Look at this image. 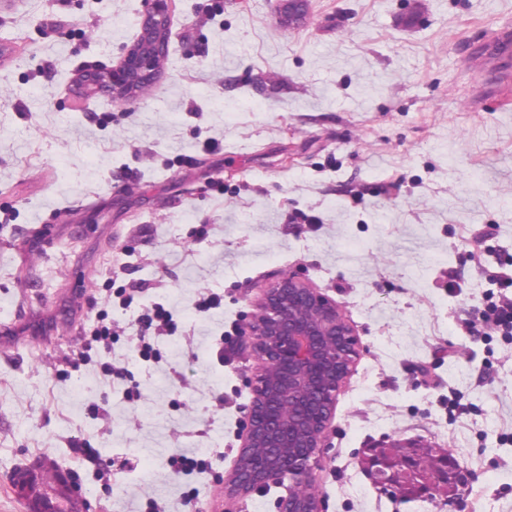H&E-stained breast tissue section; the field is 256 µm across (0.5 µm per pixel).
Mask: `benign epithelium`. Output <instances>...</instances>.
<instances>
[{"instance_id": "obj_1", "label": "benign epithelium", "mask_w": 512, "mask_h": 512, "mask_svg": "<svg viewBox=\"0 0 512 512\" xmlns=\"http://www.w3.org/2000/svg\"><path fill=\"white\" fill-rule=\"evenodd\" d=\"M280 23L289 29L310 20L309 0H277ZM171 37L170 0H142L139 33L123 46L111 67L81 71L74 86L117 104L134 101L144 86L156 83ZM253 349L261 361L245 434L233 469L224 478L230 500L245 498L272 484L289 483L277 512H323L313 491L325 433L336 410L337 396L358 356L359 341L340 306L295 275L277 277L255 305L247 324ZM405 451L389 454L373 448L365 465L374 483L393 496L454 503L456 489L471 479L468 470L440 453L431 476L418 475L421 455L415 441L396 444ZM35 470L19 468L13 486L35 499Z\"/></svg>"}]
</instances>
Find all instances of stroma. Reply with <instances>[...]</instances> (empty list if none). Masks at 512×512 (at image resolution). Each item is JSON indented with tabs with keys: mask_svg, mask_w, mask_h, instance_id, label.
Returning a JSON list of instances; mask_svg holds the SVG:
<instances>
[{
	"mask_svg": "<svg viewBox=\"0 0 512 512\" xmlns=\"http://www.w3.org/2000/svg\"><path fill=\"white\" fill-rule=\"evenodd\" d=\"M140 10L0 0V512H29L12 477L45 454L100 512H276L288 484L230 502L222 479L260 368L242 331L280 273L360 344L314 471L324 512H512V338L460 325L512 260L492 51L512 0H310L297 29L276 0H172L159 81L124 105L76 96ZM157 303L173 324L144 358ZM407 440L471 472L455 508L376 488L367 448Z\"/></svg>",
	"mask_w": 512,
	"mask_h": 512,
	"instance_id": "35a3bbf8",
	"label": "stroma"
}]
</instances>
